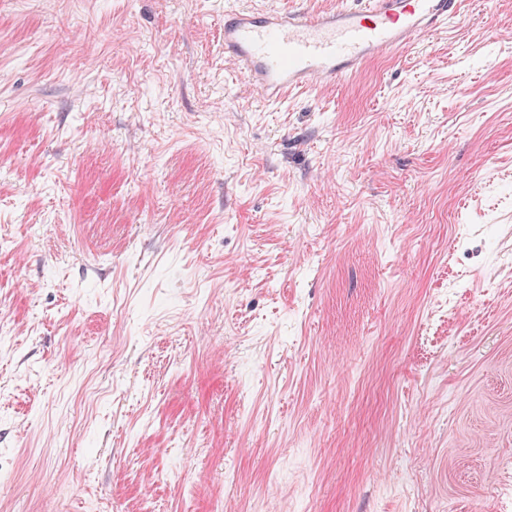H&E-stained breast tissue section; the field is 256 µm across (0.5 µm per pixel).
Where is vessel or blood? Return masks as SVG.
Segmentation results:
<instances>
[{
	"instance_id": "1",
	"label": "vessel or blood",
	"mask_w": 512,
	"mask_h": 512,
	"mask_svg": "<svg viewBox=\"0 0 512 512\" xmlns=\"http://www.w3.org/2000/svg\"><path fill=\"white\" fill-rule=\"evenodd\" d=\"M462 0H355L324 12L229 8L224 54L261 101L334 83L372 58L427 41Z\"/></svg>"
}]
</instances>
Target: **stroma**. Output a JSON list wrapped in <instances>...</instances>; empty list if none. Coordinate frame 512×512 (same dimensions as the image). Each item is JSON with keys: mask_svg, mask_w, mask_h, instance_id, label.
Wrapping results in <instances>:
<instances>
[{"mask_svg": "<svg viewBox=\"0 0 512 512\" xmlns=\"http://www.w3.org/2000/svg\"><path fill=\"white\" fill-rule=\"evenodd\" d=\"M225 0H0V512L512 507V0L261 102Z\"/></svg>", "mask_w": 512, "mask_h": 512, "instance_id": "stroma-1", "label": "stroma"}]
</instances>
